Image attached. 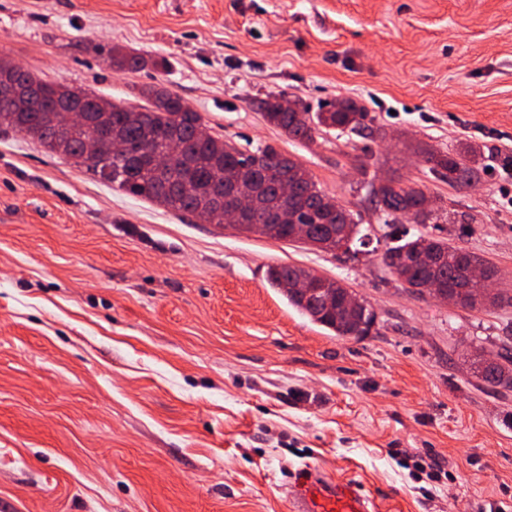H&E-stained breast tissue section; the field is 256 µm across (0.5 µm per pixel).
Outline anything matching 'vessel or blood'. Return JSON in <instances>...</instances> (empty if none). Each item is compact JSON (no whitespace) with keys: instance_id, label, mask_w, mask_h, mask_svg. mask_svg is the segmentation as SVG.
Listing matches in <instances>:
<instances>
[{"instance_id":"1","label":"vessel or blood","mask_w":512,"mask_h":512,"mask_svg":"<svg viewBox=\"0 0 512 512\" xmlns=\"http://www.w3.org/2000/svg\"><path fill=\"white\" fill-rule=\"evenodd\" d=\"M288 499L290 512H376L359 481L332 478L311 464L289 481Z\"/></svg>"}]
</instances>
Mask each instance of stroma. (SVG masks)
<instances>
[{"label": "stroma", "mask_w": 512, "mask_h": 512, "mask_svg": "<svg viewBox=\"0 0 512 512\" xmlns=\"http://www.w3.org/2000/svg\"><path fill=\"white\" fill-rule=\"evenodd\" d=\"M114 47L164 65L114 69ZM0 54L118 105L164 85L209 133L301 162L365 235L322 252L207 224L0 132V512H288L307 462L376 512L512 505V390L466 357H512V179L452 187L414 151L512 157V0H0ZM269 93L357 99L371 128L304 145L255 109ZM386 176L423 181L443 217L410 232L482 257L506 301L406 290L368 195ZM276 263L366 299L369 336L289 307ZM424 449L450 480L410 478Z\"/></svg>", "instance_id": "stroma-1"}]
</instances>
